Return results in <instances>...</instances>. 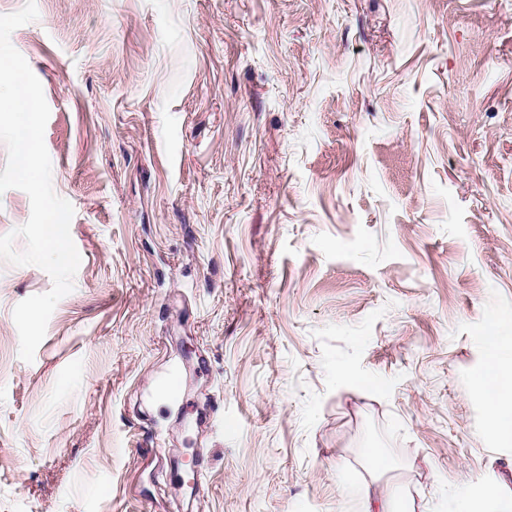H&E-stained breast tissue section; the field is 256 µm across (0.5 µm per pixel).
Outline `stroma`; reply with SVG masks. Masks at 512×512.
<instances>
[{
	"instance_id": "35a3bbf8",
	"label": "stroma",
	"mask_w": 512,
	"mask_h": 512,
	"mask_svg": "<svg viewBox=\"0 0 512 512\" xmlns=\"http://www.w3.org/2000/svg\"><path fill=\"white\" fill-rule=\"evenodd\" d=\"M36 6L10 40L81 264L27 363L52 279L0 261V512L512 496L476 391L512 330V0Z\"/></svg>"
}]
</instances>
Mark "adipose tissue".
I'll list each match as a JSON object with an SVG mask.
<instances>
[{
	"mask_svg": "<svg viewBox=\"0 0 512 512\" xmlns=\"http://www.w3.org/2000/svg\"><path fill=\"white\" fill-rule=\"evenodd\" d=\"M486 360L476 378L488 410V430L498 441L512 444V336L489 328L482 340Z\"/></svg>",
	"mask_w": 512,
	"mask_h": 512,
	"instance_id": "ef3b65f1",
	"label": "adipose tissue"
}]
</instances>
